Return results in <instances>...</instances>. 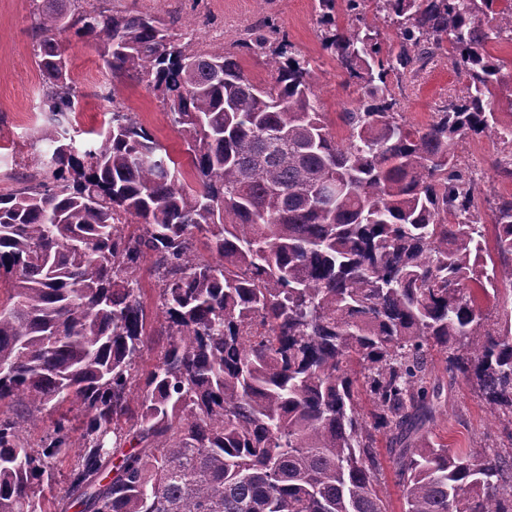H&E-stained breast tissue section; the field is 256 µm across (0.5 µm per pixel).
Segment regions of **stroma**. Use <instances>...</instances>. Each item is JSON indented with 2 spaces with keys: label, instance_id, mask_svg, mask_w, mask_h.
<instances>
[{
  "label": "stroma",
  "instance_id": "35a3bbf8",
  "mask_svg": "<svg viewBox=\"0 0 512 512\" xmlns=\"http://www.w3.org/2000/svg\"><path fill=\"white\" fill-rule=\"evenodd\" d=\"M114 11L175 14L194 31L193 51L212 53L231 47L239 33L255 26L264 12L259 0H102ZM316 0H275L274 9L289 40L311 61L317 93L329 118L352 105L354 86L322 47L323 30L316 20ZM32 0H0V193L22 187L35 176L44 146L34 131L42 123L43 78L35 64ZM71 76L79 93L72 126L78 132L100 129L113 109L136 113L141 123L167 148L182 169H189L185 147L167 118L160 93L147 82L112 76L91 44H65ZM460 82L452 69L441 66L407 87L405 116L415 125L427 124L449 90ZM475 172L481 189L491 195L512 194V178L495 167L499 147L488 140L466 139L454 145ZM430 377L442 413L433 428L437 440L453 448H481L498 441L502 426L464 379H450L440 353H432Z\"/></svg>",
  "mask_w": 512,
  "mask_h": 512
}]
</instances>
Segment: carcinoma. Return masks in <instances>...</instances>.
<instances>
[{
    "mask_svg": "<svg viewBox=\"0 0 512 512\" xmlns=\"http://www.w3.org/2000/svg\"><path fill=\"white\" fill-rule=\"evenodd\" d=\"M316 11L356 87L343 137L273 14L196 54L175 18L36 4L47 150L35 184L0 194V512H388L380 434L402 512H512V431L506 448L468 452L428 432L432 349L512 425V300L494 317L480 307L512 284V195L491 207L495 260L483 190L451 150L491 140L512 176V119L499 115H512V60L489 51L512 42V0ZM72 37L162 93L193 179L132 112L112 110L77 145ZM444 59L466 83L415 126L403 80ZM154 314L168 343L145 368ZM46 416L52 430L29 444ZM378 450L380 453L381 470L378 475V482L383 495L386 497L390 511L401 512L402 510V486L399 484L395 473V465L389 453V443L385 436H378Z\"/></svg>",
    "mask_w": 512,
    "mask_h": 512,
    "instance_id": "obj_1",
    "label": "carcinoma"
}]
</instances>
